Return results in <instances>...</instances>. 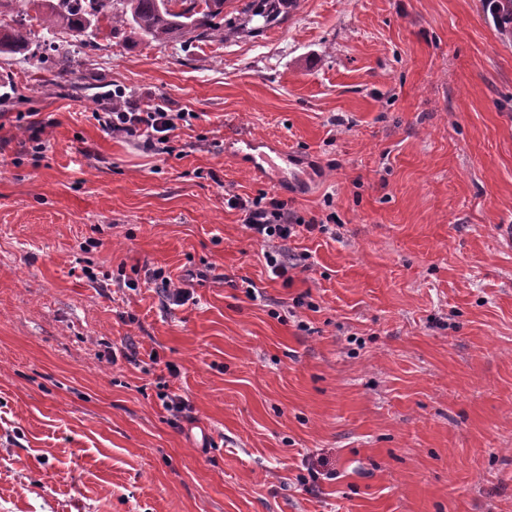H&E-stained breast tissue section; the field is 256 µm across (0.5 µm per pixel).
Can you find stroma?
Returning <instances> with one entry per match:
<instances>
[{
    "label": "stroma",
    "instance_id": "obj_1",
    "mask_svg": "<svg viewBox=\"0 0 512 512\" xmlns=\"http://www.w3.org/2000/svg\"><path fill=\"white\" fill-rule=\"evenodd\" d=\"M0 21L31 32L0 57V512H512V41L487 0H298L190 46ZM106 94L189 113L172 153L104 132ZM262 192L330 220L285 280L226 203Z\"/></svg>",
    "mask_w": 512,
    "mask_h": 512
}]
</instances>
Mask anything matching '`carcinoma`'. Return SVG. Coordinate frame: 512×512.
I'll return each mask as SVG.
<instances>
[{
  "instance_id": "obj_1",
  "label": "carcinoma",
  "mask_w": 512,
  "mask_h": 512,
  "mask_svg": "<svg viewBox=\"0 0 512 512\" xmlns=\"http://www.w3.org/2000/svg\"><path fill=\"white\" fill-rule=\"evenodd\" d=\"M234 8L237 25L219 22L224 6ZM38 11L49 33L59 28L75 38L108 37L130 31L149 42L165 45L188 37V42L222 43L228 30L254 32L278 23L297 0H20ZM492 12L500 33L512 38V0H493ZM30 32L0 23V56L28 49Z\"/></svg>"
}]
</instances>
